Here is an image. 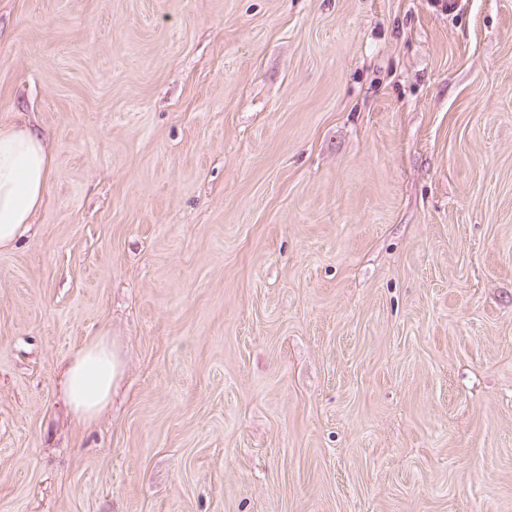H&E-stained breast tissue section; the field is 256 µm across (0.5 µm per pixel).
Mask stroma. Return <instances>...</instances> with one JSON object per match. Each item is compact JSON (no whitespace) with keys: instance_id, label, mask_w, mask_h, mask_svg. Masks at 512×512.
<instances>
[{"instance_id":"obj_1","label":"stroma","mask_w":512,"mask_h":512,"mask_svg":"<svg viewBox=\"0 0 512 512\" xmlns=\"http://www.w3.org/2000/svg\"><path fill=\"white\" fill-rule=\"evenodd\" d=\"M23 124L0 512H512V0H0ZM48 151L28 127L0 129V250L27 232L49 180ZM121 374V360L106 340L84 347L68 364L65 395L75 416L92 421L108 405Z\"/></svg>"}]
</instances>
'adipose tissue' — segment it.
Wrapping results in <instances>:
<instances>
[{"mask_svg":"<svg viewBox=\"0 0 512 512\" xmlns=\"http://www.w3.org/2000/svg\"><path fill=\"white\" fill-rule=\"evenodd\" d=\"M48 151L27 127L0 129V250L27 232L49 180ZM121 374V361L106 340L84 347L68 364L65 395L75 416L90 421L108 405Z\"/></svg>","mask_w":512,"mask_h":512,"instance_id":"obj_1","label":"adipose tissue"}]
</instances>
